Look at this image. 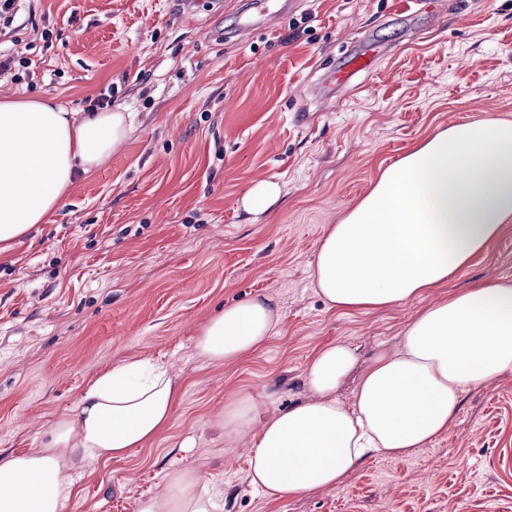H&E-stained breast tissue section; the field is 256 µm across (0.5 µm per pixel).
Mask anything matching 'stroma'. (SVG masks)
<instances>
[{
    "mask_svg": "<svg viewBox=\"0 0 512 512\" xmlns=\"http://www.w3.org/2000/svg\"><path fill=\"white\" fill-rule=\"evenodd\" d=\"M248 0H17L0 54V98H54L88 111L102 91L132 112L116 152L77 175L37 232L0 254V452L41 447L90 383L126 362L166 364L180 393L168 427L80 475L66 512H135L173 469L220 485V512H512V373L464 394L454 426L403 457L365 459L336 488L276 499L250 484L249 441L217 424L227 399L269 411L303 402L320 348L359 367L397 348L418 313L479 283L512 281V225L444 287L342 312L313 285L317 245L381 171L437 131L512 120V0H276L274 27L243 31ZM377 73L325 97L330 66L361 40ZM280 199L240 207L259 181ZM273 298L280 318L231 364L196 355L225 304Z\"/></svg>",
    "mask_w": 512,
    "mask_h": 512,
    "instance_id": "1",
    "label": "stroma"
}]
</instances>
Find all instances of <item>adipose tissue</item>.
Instances as JSON below:
<instances>
[{
	"mask_svg": "<svg viewBox=\"0 0 512 512\" xmlns=\"http://www.w3.org/2000/svg\"><path fill=\"white\" fill-rule=\"evenodd\" d=\"M133 128L130 113L78 117L52 99L0 100V248L46 223L75 172L101 165ZM512 224V120L455 124L387 167L322 238L313 271L324 302L370 310L422 296L485 253ZM279 321L272 299L225 305L196 337L199 357L238 361ZM512 372V282L467 289L427 307L395 351L358 369L343 344L323 348L304 381L311 399L265 415L251 397L230 399L219 424L250 435L249 475L269 497L342 484L368 456H404L454 424L463 394ZM356 377L355 399L334 393ZM177 389L161 364L134 361L98 377L75 412L31 453L0 455V512H65L77 478L125 457L168 425ZM215 496L190 468L166 475L164 493L135 512H214Z\"/></svg>",
	"mask_w": 512,
	"mask_h": 512,
	"instance_id": "ef3b65f1",
	"label": "adipose tissue"
}]
</instances>
